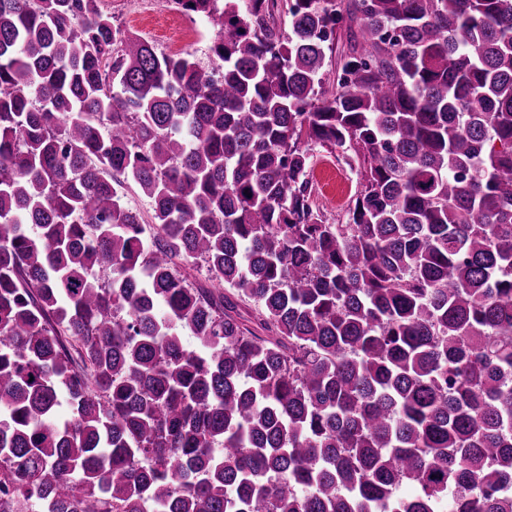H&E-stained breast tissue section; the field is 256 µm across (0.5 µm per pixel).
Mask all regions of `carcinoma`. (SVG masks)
<instances>
[{
  "mask_svg": "<svg viewBox=\"0 0 512 512\" xmlns=\"http://www.w3.org/2000/svg\"><path fill=\"white\" fill-rule=\"evenodd\" d=\"M99 2L0 0V512H512V0ZM103 11L112 15L124 30L138 35L166 53L193 54L203 67L212 58L210 47L222 36L214 22L188 15L173 7L170 0H100ZM188 29L197 36L185 34ZM176 48L175 50H170ZM301 140L302 146L309 144V148H311V152L314 156L311 175L316 171V175L320 180L328 200H333V203L321 200L318 196L317 186L312 182L313 194L311 201L313 206L323 213L328 222L332 224L346 223L348 206L352 204V201L362 188L360 176L357 175L356 170H352L344 163L339 149L334 150L328 147H322L319 144L315 145L310 142V140L307 143L305 136H303ZM344 179H346V182ZM338 198L340 200L336 202Z\"/></svg>",
  "mask_w": 512,
  "mask_h": 512,
  "instance_id": "obj_1",
  "label": "carcinoma"
}]
</instances>
